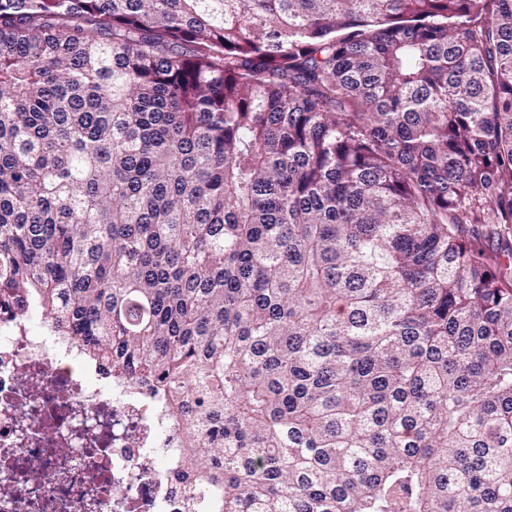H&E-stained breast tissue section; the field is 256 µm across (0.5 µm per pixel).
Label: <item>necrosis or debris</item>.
I'll return each mask as SVG.
<instances>
[{"mask_svg":"<svg viewBox=\"0 0 512 512\" xmlns=\"http://www.w3.org/2000/svg\"><path fill=\"white\" fill-rule=\"evenodd\" d=\"M176 419L30 312H0V512H187Z\"/></svg>","mask_w":512,"mask_h":512,"instance_id":"obj_1","label":"necrosis or debris"}]
</instances>
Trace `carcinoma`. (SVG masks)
Wrapping results in <instances>:
<instances>
[{
  "label": "carcinoma",
  "instance_id": "carcinoma-1",
  "mask_svg": "<svg viewBox=\"0 0 512 512\" xmlns=\"http://www.w3.org/2000/svg\"><path fill=\"white\" fill-rule=\"evenodd\" d=\"M0 307L193 512H512V0H0Z\"/></svg>",
  "mask_w": 512,
  "mask_h": 512
}]
</instances>
